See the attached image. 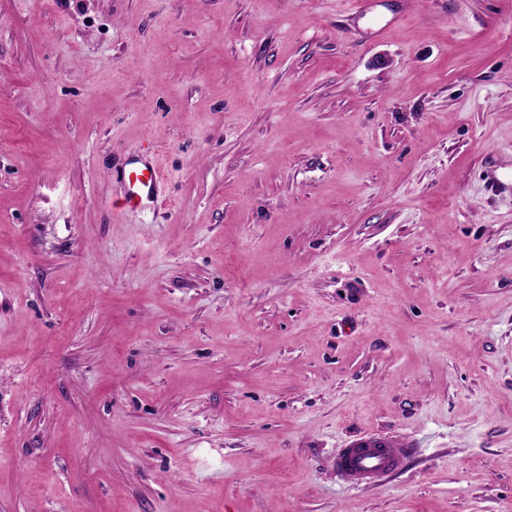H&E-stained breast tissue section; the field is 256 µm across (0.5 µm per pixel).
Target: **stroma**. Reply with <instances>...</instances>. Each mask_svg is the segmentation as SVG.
I'll return each instance as SVG.
<instances>
[{"label":"stroma","instance_id":"stroma-1","mask_svg":"<svg viewBox=\"0 0 512 512\" xmlns=\"http://www.w3.org/2000/svg\"><path fill=\"white\" fill-rule=\"evenodd\" d=\"M373 2L0 0V512H512V0ZM125 182L126 207L130 211H136L146 206L157 197L162 183L161 170L154 160L142 161L130 160L118 172ZM413 451L391 441L357 439L336 454L333 467L349 486L380 485L385 476L404 466Z\"/></svg>","mask_w":512,"mask_h":512}]
</instances>
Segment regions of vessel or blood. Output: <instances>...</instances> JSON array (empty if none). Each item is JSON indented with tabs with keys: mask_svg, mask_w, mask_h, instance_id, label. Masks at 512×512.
Wrapping results in <instances>:
<instances>
[{
	"mask_svg": "<svg viewBox=\"0 0 512 512\" xmlns=\"http://www.w3.org/2000/svg\"><path fill=\"white\" fill-rule=\"evenodd\" d=\"M119 176L126 184V207L131 211L153 201L162 183L161 170L153 160L128 161ZM410 454V449L395 442L357 439L337 453L333 467L347 485H378L385 476L402 468Z\"/></svg>",
	"mask_w": 512,
	"mask_h": 512,
	"instance_id": "obj_1",
	"label": "vessel or blood"
}]
</instances>
